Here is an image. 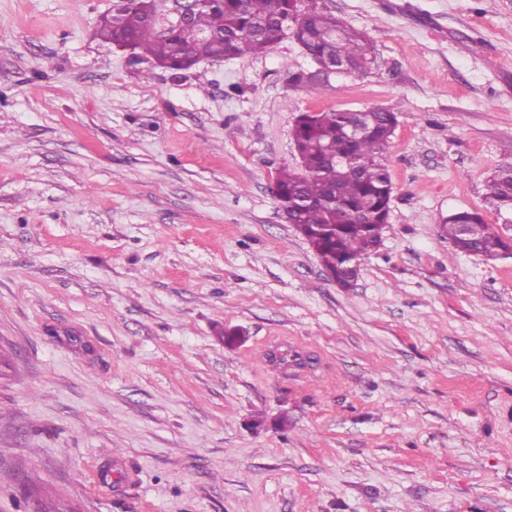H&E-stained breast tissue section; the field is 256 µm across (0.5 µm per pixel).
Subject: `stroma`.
Returning <instances> with one entry per match:
<instances>
[{
  "instance_id": "obj_1",
  "label": "stroma",
  "mask_w": 512,
  "mask_h": 512,
  "mask_svg": "<svg viewBox=\"0 0 512 512\" xmlns=\"http://www.w3.org/2000/svg\"><path fill=\"white\" fill-rule=\"evenodd\" d=\"M312 3L377 55L316 93L289 39L175 73L98 37L112 0H0V512L21 468L56 512H512V258L439 232L500 221L512 0ZM376 107L390 217L341 288L273 187L297 116ZM486 203L507 221L512 217V171L495 174L488 182ZM509 219V220H510ZM442 231L448 239L461 252L481 255L486 260H496L505 254H512V237L500 233L498 224H488L483 215L476 211H457L443 219ZM462 224H472L465 230Z\"/></svg>"
}]
</instances>
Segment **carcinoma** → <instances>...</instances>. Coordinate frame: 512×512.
Returning a JSON list of instances; mask_svg holds the SVG:
<instances>
[{
    "mask_svg": "<svg viewBox=\"0 0 512 512\" xmlns=\"http://www.w3.org/2000/svg\"><path fill=\"white\" fill-rule=\"evenodd\" d=\"M158 0H113L100 18L99 35L114 45L141 50L158 66L183 71L209 59L242 58L293 39L317 70L292 75L316 91L328 82L318 71L337 62L374 65L370 38L310 0H198L193 29L171 26L159 32ZM364 121L366 133L352 140L349 125ZM397 114L371 108L365 118L351 110L321 112L296 123L293 140L300 159L295 172L282 168L275 181L279 208L288 211L297 232L315 250L326 271L351 286L349 269L374 250L387 224L393 193L385 154ZM486 203L500 216H512V171L488 182ZM443 233L461 252L487 260L503 256L505 234L476 211H457L443 219Z\"/></svg>",
    "mask_w": 512,
    "mask_h": 512,
    "instance_id": "obj_1",
    "label": "carcinoma"
}]
</instances>
